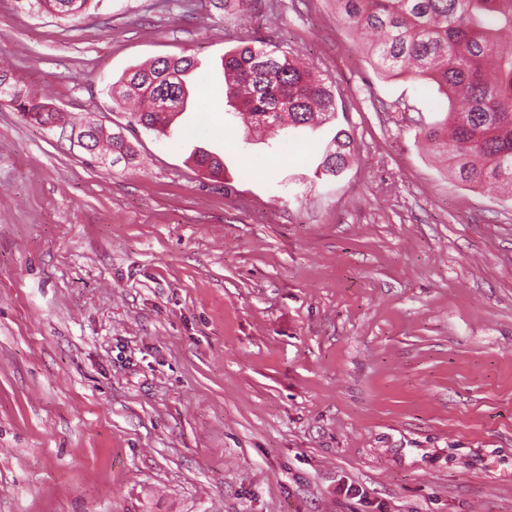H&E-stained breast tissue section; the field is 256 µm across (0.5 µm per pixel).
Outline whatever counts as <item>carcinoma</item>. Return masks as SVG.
<instances>
[{"label": "carcinoma", "mask_w": 512, "mask_h": 512, "mask_svg": "<svg viewBox=\"0 0 512 512\" xmlns=\"http://www.w3.org/2000/svg\"><path fill=\"white\" fill-rule=\"evenodd\" d=\"M64 17H81L94 0H18ZM339 21L362 39L375 68L385 76L404 74L437 86L448 100L442 120L416 124L417 135L448 155L449 171L469 185H512V49L499 40L512 34V0H335ZM197 66L190 56L158 58L125 72L109 91L112 109L143 99L149 109L130 113L125 131L136 127L167 137L189 97L185 77ZM224 101L234 114L272 137L285 128H314L337 118L336 97L319 67L296 50L247 34L224 54ZM0 96L22 117L52 130L70 127L65 113L22 93L0 72ZM94 127L87 152L134 161L136 151L122 131L110 132L88 115L71 134ZM355 150L338 129L318 157L314 177L337 178ZM194 163L214 177L224 172L219 156L200 150Z\"/></svg>", "instance_id": "1"}]
</instances>
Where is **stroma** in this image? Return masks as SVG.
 Instances as JSON below:
<instances>
[{
	"label": "stroma",
	"instance_id": "35a3bbf8",
	"mask_svg": "<svg viewBox=\"0 0 512 512\" xmlns=\"http://www.w3.org/2000/svg\"><path fill=\"white\" fill-rule=\"evenodd\" d=\"M0 0V65L80 120L192 56L189 99L132 165L0 99V512H512V198L450 176L333 0ZM319 64L335 123L224 112L246 32ZM355 152L314 178L337 127ZM224 160L212 177L195 151ZM95 0H19L30 7L37 6L45 11L64 17H81L86 14Z\"/></svg>",
	"mask_w": 512,
	"mask_h": 512
}]
</instances>
